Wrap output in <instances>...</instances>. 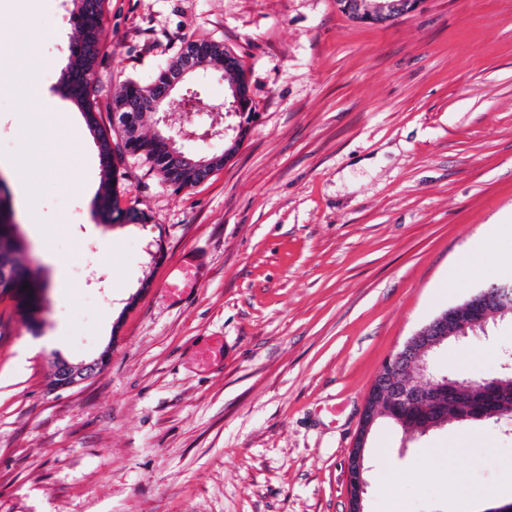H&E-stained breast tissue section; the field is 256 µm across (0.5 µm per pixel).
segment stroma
Segmentation results:
<instances>
[{
	"label": "stroma",
	"instance_id": "obj_1",
	"mask_svg": "<svg viewBox=\"0 0 512 512\" xmlns=\"http://www.w3.org/2000/svg\"><path fill=\"white\" fill-rule=\"evenodd\" d=\"M59 113L38 155H74L19 200L24 257L42 270V325L0 294V512H347V465L364 399L419 327L489 282H512V0H424L392 23L336 0H106L98 103L147 83L187 42L223 43L243 65L255 117L208 180L176 189L139 157L117 204L145 224L98 223L96 142L60 90L70 11L33 18ZM0 95V160L23 151ZM190 126L193 156L219 155L208 113L147 116L146 136ZM478 257L484 274L450 270ZM196 286L174 293L184 266ZM220 355L205 364L214 346ZM512 323L449 344L433 364L465 379L498 370ZM106 354L51 389L46 361ZM364 512H486L512 502V420L448 422L414 440L369 435ZM389 478L378 482V472Z\"/></svg>",
	"mask_w": 512,
	"mask_h": 512
}]
</instances>
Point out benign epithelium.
I'll return each mask as SVG.
<instances>
[{"label":"benign epithelium","instance_id":"1","mask_svg":"<svg viewBox=\"0 0 512 512\" xmlns=\"http://www.w3.org/2000/svg\"><path fill=\"white\" fill-rule=\"evenodd\" d=\"M423 0H351L346 10L353 19L383 25L399 17L413 14L421 9ZM206 68L203 60L191 58L184 65L170 73L168 85L160 92L153 93L142 104L144 112H158L168 106L180 110H199L205 107L200 94L191 90L180 98L172 96L178 85L191 75ZM249 104L245 85L232 83L229 95L224 98V112L228 116H239L242 108ZM224 135V142L237 149L245 133L240 124H227L224 129L211 128L209 136ZM188 133L179 131L174 135L158 134L175 164L188 163L202 175L211 174L221 162L222 156L203 157L197 161L189 159L176 147V138H185ZM512 315V284L491 283L461 304L440 313L428 324L414 333L403 347L382 367L375 383L369 390L361 416L356 442L349 456L348 474L351 497L348 512H364L365 491L364 451L366 440L377 419L390 415V410L414 403H435L445 394L454 393L456 384L447 378L433 375L428 366L427 356L438 349L450 337L460 339L476 330L487 331L490 322ZM105 356L87 363L72 364L60 357L50 361L49 384L54 389H69L96 376L103 367Z\"/></svg>","mask_w":512,"mask_h":512}]
</instances>
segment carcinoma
Instances as JSON below:
<instances>
[{
    "instance_id": "cac0c4a2",
    "label": "carcinoma",
    "mask_w": 512,
    "mask_h": 512,
    "mask_svg": "<svg viewBox=\"0 0 512 512\" xmlns=\"http://www.w3.org/2000/svg\"><path fill=\"white\" fill-rule=\"evenodd\" d=\"M77 9L72 13V21L79 29L81 38L70 45L71 66L63 74L62 89L73 99L82 110L83 117L99 144L98 158L105 175L102 193L99 195L95 212L103 224H125L127 219L138 224L148 222V216L137 210H122L117 205L115 185L112 181L116 176V164L112 156V134L114 127L100 122L98 109V80L96 64L99 57V44L103 32V17L106 0H73ZM196 53L210 65L224 68V76L235 82H243V74L238 60L224 50V45L217 42L196 41L193 43ZM187 48H182L178 57L168 68L161 71L155 79L146 84L129 80L122 93L113 99L112 108L127 112L134 116V124H140L144 116L142 103L158 86L166 81L168 73L183 64ZM121 144L119 153H128L144 160L157 169L164 179L178 189L200 183L193 167L174 165L168 155L160 148L156 137H147L126 129L120 130ZM20 244L14 237L11 225L4 214H0V292L11 294L23 307L28 320L37 323V314L41 311L39 291L45 287L34 270L21 263L16 256ZM28 287H23V284ZM512 370L501 368V371L482 380L459 379V382L470 386L473 395L465 399H448L424 409L412 407L407 409V418L416 425L425 424L428 419L441 416L456 420L464 427L474 422V418L486 413H498L504 408L512 409V387L500 385L498 381L506 378Z\"/></svg>"
}]
</instances>
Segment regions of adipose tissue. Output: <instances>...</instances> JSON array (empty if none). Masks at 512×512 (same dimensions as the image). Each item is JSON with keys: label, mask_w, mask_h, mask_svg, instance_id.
<instances>
[{"label": "adipose tissue", "mask_w": 512, "mask_h": 512, "mask_svg": "<svg viewBox=\"0 0 512 512\" xmlns=\"http://www.w3.org/2000/svg\"><path fill=\"white\" fill-rule=\"evenodd\" d=\"M52 28H40L29 31L17 39L9 50L14 75L0 82V92L10 91L21 98L40 102L41 108L36 112L25 113L21 118L24 143L39 141L45 134L47 126L56 117L57 107L45 92L43 68L33 58V47L42 39L55 37ZM62 156L58 153L45 155L36 160H9L5 166L15 179L16 186L22 195H29L36 181L51 178Z\"/></svg>", "instance_id": "ef3b65f1"}]
</instances>
